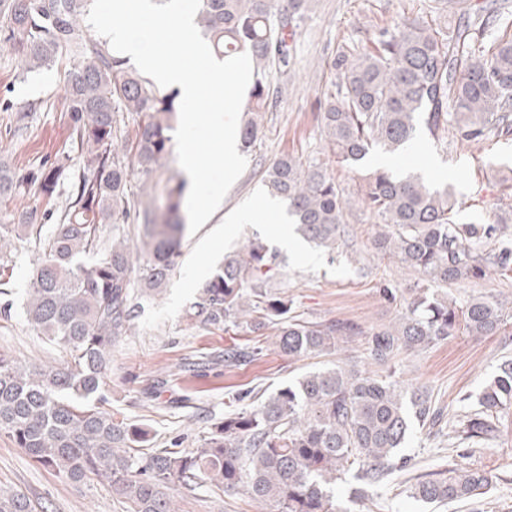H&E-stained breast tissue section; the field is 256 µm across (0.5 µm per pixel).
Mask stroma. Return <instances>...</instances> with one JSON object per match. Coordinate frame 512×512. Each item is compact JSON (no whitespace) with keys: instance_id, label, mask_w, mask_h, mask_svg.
Masks as SVG:
<instances>
[{"instance_id":"obj_1","label":"stroma","mask_w":512,"mask_h":512,"mask_svg":"<svg viewBox=\"0 0 512 512\" xmlns=\"http://www.w3.org/2000/svg\"><path fill=\"white\" fill-rule=\"evenodd\" d=\"M436 6L437 0H316L294 32L287 77H270L272 84H284L285 89L265 116L262 135L246 155L245 171L208 223L184 237L182 256L163 292L141 299L131 329L112 348L106 377L110 405L129 422L148 429L152 446L160 448L176 439L183 448L197 447L211 421L238 408V395L248 391L270 392L339 362L376 372L360 338L329 354L291 359L276 349L274 330L259 336L242 329H205L192 324L186 312L224 255L240 242L256 233L277 245L274 227L286 211L284 203L260 214L255 224H236L232 218L265 198L264 172L275 159L285 153L307 157L319 152L320 104L333 89L335 55L369 46L380 26L402 17L436 14ZM73 70L72 63L63 61L23 75L11 51L0 47V153L8 155L17 170L50 165L67 153L71 128L63 96ZM32 102L37 111H29ZM23 111L28 117L19 130L15 117ZM493 156L500 159V166H489ZM389 167L400 175L419 173L434 186L454 185L466 214L484 224L495 223L499 210L512 205V196L504 190L505 179L512 177V135L475 145L420 136L390 157ZM328 168L344 196L353 201L344 214L345 243L335 256L322 252L314 262L281 252V275L272 290L288 296L293 315L305 321L339 318L367 326L394 322L401 306L385 300L381 288L389 286L404 295L420 284L421 276L376 248L379 227L357 202L365 168L333 162ZM10 258L14 305L10 316L0 315V351L26 365L58 362L60 352L27 325L22 313L38 256L32 245L17 241ZM447 292L460 302L485 296L511 308L512 275L451 284ZM233 344L259 346L263 354L230 368L222 355ZM507 359H512V335H458L400 354L394 378L405 388L426 387L444 418L451 420L467 410L468 399L479 397ZM160 376L166 383L159 388L155 381ZM405 452L414 457L420 473L443 472L453 465L448 434L435 428H414ZM468 464L494 477L488 492L474 500L427 504L410 498L405 479L399 476L390 486L357 499L349 498L345 484H338L336 504L341 512H512V408L498 419L495 438L474 447ZM0 490L24 493L34 512H125L106 484L62 478L33 462L2 433ZM170 496L175 512H266L245 494L211 486L174 490Z\"/></svg>"}]
</instances>
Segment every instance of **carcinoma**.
Segmentation results:
<instances>
[{
    "instance_id": "carcinoma-1",
    "label": "carcinoma",
    "mask_w": 512,
    "mask_h": 512,
    "mask_svg": "<svg viewBox=\"0 0 512 512\" xmlns=\"http://www.w3.org/2000/svg\"><path fill=\"white\" fill-rule=\"evenodd\" d=\"M312 0H201L197 25L215 54L248 53L254 82L242 148L260 138L257 119L270 110L268 73L288 72L293 23L311 12ZM448 10L473 13L465 29L448 30L438 19L406 18L378 31L371 46L333 59L337 82L320 113L322 151L354 166L378 147L400 154L418 135L437 142L453 130L461 142L479 143L512 134V35L486 45L479 34L495 8L470 0H446ZM87 0H0V44L23 72L74 58L65 87L70 151L82 159L71 194L57 211L50 236L34 210L0 213V313L10 315L12 271L5 250L26 238L42 252L27 289V324L64 352L57 365H23L0 352V432L36 463L73 481L108 485L126 512H175L167 490L207 484L243 490L273 512H340L336 483L351 475L350 496L412 467L402 452L415 426L441 420L425 387L405 389L390 371L404 351L458 334H506L512 311L477 297L459 303L432 286L512 272V240L498 224L467 221L451 185L433 187L416 174L397 176L377 167L364 175L358 203L377 220L378 248L427 282L404 300L389 324L366 327L344 320L310 322L292 315L288 297L270 291L278 255L258 235L224 257L202 287L189 318L204 328H276L275 347L299 358L329 353L359 336L367 356L385 374L340 364L310 371L275 392L262 393L247 409L231 410L210 424L200 446L177 444L141 452L144 428L118 418L105 393L112 346L124 336L138 300L160 289L181 257V214L187 186L168 178L160 196L136 194L131 179L150 177L169 154L179 114L178 94L165 91L101 42L80 39ZM137 118L133 140L119 146L120 117ZM65 163L20 174L0 160V200L35 188L53 200ZM268 191L288 205L297 231L328 254L341 245L344 213L351 206L328 167L316 157L283 154L266 170ZM142 224L132 246L108 228ZM100 255L87 267L82 258ZM139 288H134V283ZM260 346L224 349V364L237 366L262 355ZM512 406V360L469 407L456 428L460 439L480 444L496 432L494 420ZM410 497L430 504L476 499L493 476L460 464L448 474L413 476ZM0 512H32L29 498L0 491Z\"/></svg>"
}]
</instances>
